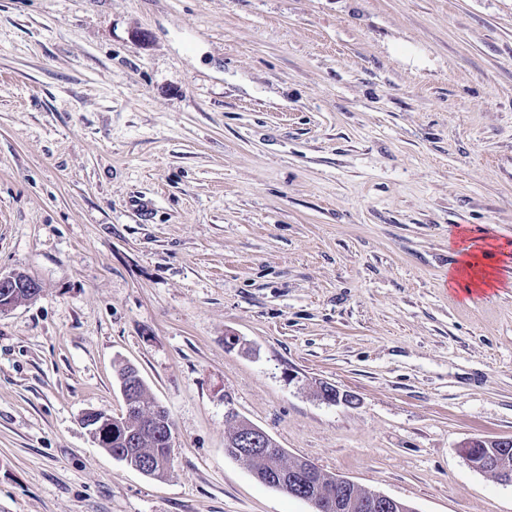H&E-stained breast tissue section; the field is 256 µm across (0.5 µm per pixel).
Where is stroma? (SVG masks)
<instances>
[{"mask_svg": "<svg viewBox=\"0 0 512 512\" xmlns=\"http://www.w3.org/2000/svg\"><path fill=\"white\" fill-rule=\"evenodd\" d=\"M495 289L447 283L460 229ZM0 512H311L224 449L512 512V0H0ZM137 367L152 478L93 443ZM328 382L357 395L328 404ZM2 288V290H1ZM23 291L26 295L25 298L19 301H12L13 294L18 291ZM5 294L4 297L2 293ZM40 292V285L37 281L31 278L21 277L20 273H10L6 275H0V312L13 308L15 305L32 299L37 296ZM245 432L244 437L249 438L251 441V452L246 453L242 452L238 449V452L241 454H257V455H267L269 448L279 447L277 442L270 437L264 430L260 427L256 426L251 422H247L242 424L241 426ZM228 450V453L231 457L236 460L244 461L253 466V472L257 476V480L261 483L268 485L266 483V477L271 473V471L278 467H288V469L297 461L301 459L288 458L287 453L284 448H276L273 455L269 456L266 459H256L249 456H243L241 454L236 455L232 451V449L236 448H225ZM270 486V485H268ZM271 487V486H270ZM475 444V439H471L462 445L461 454L471 468L487 472L493 469L499 478V475L506 476L512 474V460L510 470V455L512 452L505 450L502 452L489 453L482 458H479V454L475 453L472 446ZM495 474V476H496Z\"/></svg>", "mask_w": 512, "mask_h": 512, "instance_id": "35a3bbf8", "label": "stroma"}]
</instances>
